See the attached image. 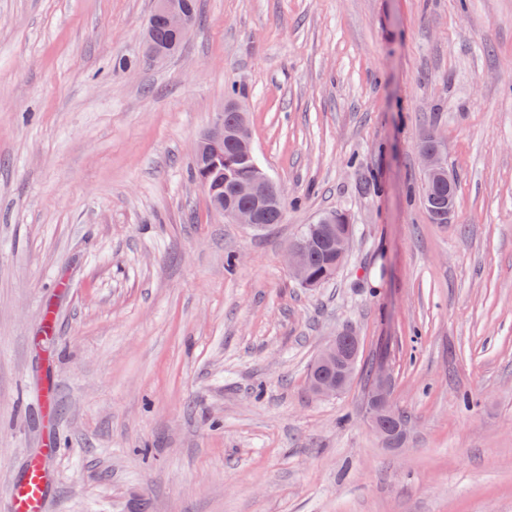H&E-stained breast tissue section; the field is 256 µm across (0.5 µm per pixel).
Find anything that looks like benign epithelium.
I'll return each instance as SVG.
<instances>
[{
  "label": "benign epithelium",
  "instance_id": "1",
  "mask_svg": "<svg viewBox=\"0 0 512 512\" xmlns=\"http://www.w3.org/2000/svg\"><path fill=\"white\" fill-rule=\"evenodd\" d=\"M154 15L161 17L172 33L175 41L183 43L193 31L192 21L185 0H154ZM234 110L239 114L240 125L234 132V143L238 156L248 160L253 156L250 134L247 129V109L241 101L233 103ZM224 153V130L211 131L205 134L194 149V156L207 161L211 157ZM419 154L423 171L430 177H443L447 173L446 150L440 146H421ZM238 193L250 196L260 202L269 199L278 200L283 197V190L267 174L260 176L257 185L246 183L238 187ZM218 209L225 213L232 223L246 224L258 228V214L254 208H240L230 203L217 204ZM316 223L326 225L327 244L338 262H343L351 237L353 225L336 224L330 216H320ZM306 249L303 244L291 245L287 249L288 270L298 281L305 280ZM359 355V341L349 332H341L332 337L322 348L316 358V366L322 374L315 377L313 393L319 398H331L340 393L347 381L354 375ZM391 375L386 368L379 367L373 375L369 391L372 409L381 410L391 403Z\"/></svg>",
  "mask_w": 512,
  "mask_h": 512
}]
</instances>
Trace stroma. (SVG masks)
I'll use <instances>...</instances> for the list:
<instances>
[{
    "label": "stroma",
    "instance_id": "obj_1",
    "mask_svg": "<svg viewBox=\"0 0 512 512\" xmlns=\"http://www.w3.org/2000/svg\"><path fill=\"white\" fill-rule=\"evenodd\" d=\"M197 5L177 55L121 70L152 0H0V512L51 432L44 512H512V0ZM232 92L287 201L263 229L191 175ZM331 210L347 258L302 287L288 244ZM344 330L359 372L318 398ZM419 154L422 160L423 171L430 177H443L447 173V179H429L424 176L422 190V203L430 213V208L435 207L444 200H448V216L452 212L454 202V181L448 172L446 150L440 146H419ZM369 397L372 402V409L382 410L391 403L390 386L391 375L384 366H380L373 375Z\"/></svg>",
    "mask_w": 512,
    "mask_h": 512
}]
</instances>
